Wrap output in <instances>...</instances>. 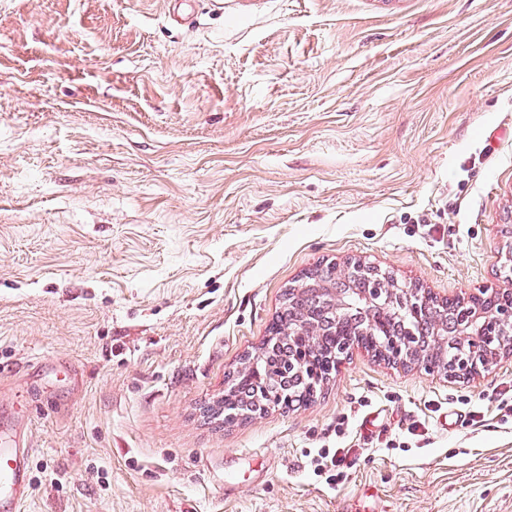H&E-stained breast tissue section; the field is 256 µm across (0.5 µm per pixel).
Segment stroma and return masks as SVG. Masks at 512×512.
<instances>
[{"instance_id":"35a3bbf8","label":"stroma","mask_w":512,"mask_h":512,"mask_svg":"<svg viewBox=\"0 0 512 512\" xmlns=\"http://www.w3.org/2000/svg\"><path fill=\"white\" fill-rule=\"evenodd\" d=\"M187 5L0 0V426L32 437L28 512H512L508 352L451 380L355 346L308 406L203 414L316 266L505 287L512 0ZM342 451H344V448H336L335 450H331L330 448H321L312 459L314 472L317 473V476H322V474L326 475L331 471H336V474H330L326 477L328 484H337L339 481L344 479L343 471L340 470V466L343 464V457L340 455Z\"/></svg>"}]
</instances>
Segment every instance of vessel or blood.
I'll use <instances>...</instances> for the list:
<instances>
[{"label": "vessel or blood", "instance_id": "obj_1", "mask_svg": "<svg viewBox=\"0 0 512 512\" xmlns=\"http://www.w3.org/2000/svg\"><path fill=\"white\" fill-rule=\"evenodd\" d=\"M32 454L26 433H0V505L8 512H26L32 498Z\"/></svg>", "mask_w": 512, "mask_h": 512}]
</instances>
